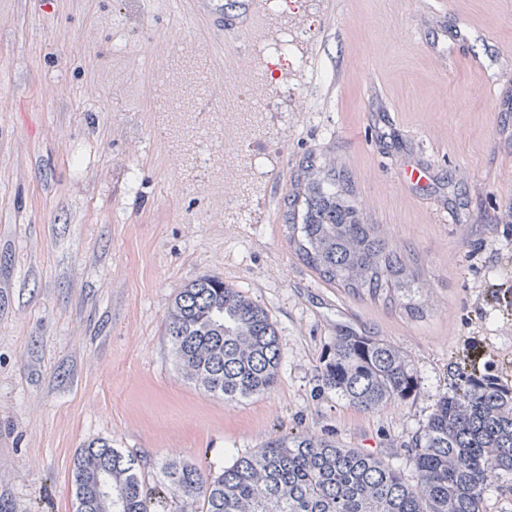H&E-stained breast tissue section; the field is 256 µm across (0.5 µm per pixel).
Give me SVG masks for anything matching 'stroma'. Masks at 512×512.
<instances>
[{
    "label": "stroma",
    "mask_w": 512,
    "mask_h": 512,
    "mask_svg": "<svg viewBox=\"0 0 512 512\" xmlns=\"http://www.w3.org/2000/svg\"><path fill=\"white\" fill-rule=\"evenodd\" d=\"M233 49L193 0H0V512H75L73 460L102 439L147 489L167 460L220 471L279 436L330 437L416 473L412 447L459 367L512 384V0H282ZM215 90L171 130V48ZM267 110L232 160L227 110ZM331 165L409 259L398 298L323 282L285 217ZM238 207L225 210V196ZM223 277L276 325V387L234 403L184 377L181 288ZM390 341L418 384L374 411L327 388L339 330ZM299 37L298 33H293L288 38V33L279 43H270L262 39L254 41L251 47L252 53L259 59L281 58L288 55V49L292 42Z\"/></svg>",
    "instance_id": "stroma-1"
}]
</instances>
